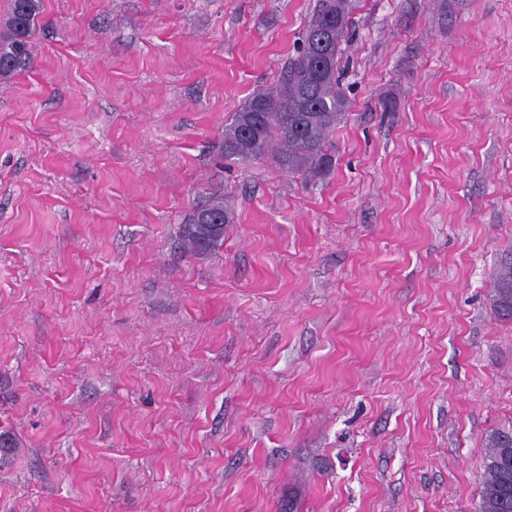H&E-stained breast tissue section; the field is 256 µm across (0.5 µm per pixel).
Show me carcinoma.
Listing matches in <instances>:
<instances>
[{"mask_svg": "<svg viewBox=\"0 0 512 512\" xmlns=\"http://www.w3.org/2000/svg\"><path fill=\"white\" fill-rule=\"evenodd\" d=\"M42 0H10L0 17V82L11 80L31 61V37ZM355 0H318L296 55L278 84L255 92L224 127V158L248 163L269 151L284 168L318 173L329 166L327 138L348 104L341 88V45L351 25ZM234 223L224 199L214 197L189 215L183 235L195 249L222 246L224 225ZM494 311L512 318V251L501 259L495 279ZM478 512H512V435L496 433L484 462Z\"/></svg>", "mask_w": 512, "mask_h": 512, "instance_id": "cac0c4a2", "label": "carcinoma"}]
</instances>
